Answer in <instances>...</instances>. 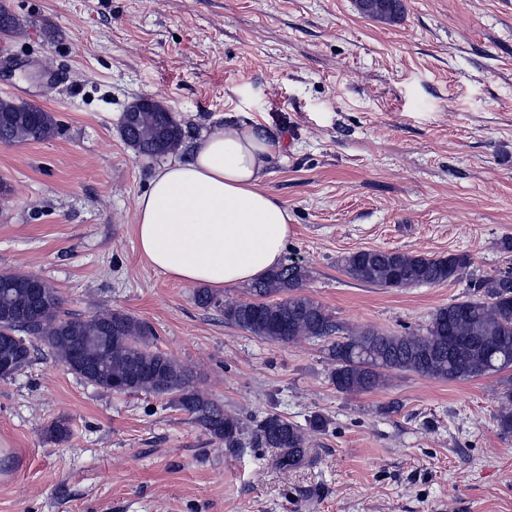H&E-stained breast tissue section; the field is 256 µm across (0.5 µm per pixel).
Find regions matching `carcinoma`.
I'll use <instances>...</instances> for the list:
<instances>
[{
    "instance_id": "carcinoma-1",
    "label": "carcinoma",
    "mask_w": 512,
    "mask_h": 512,
    "mask_svg": "<svg viewBox=\"0 0 512 512\" xmlns=\"http://www.w3.org/2000/svg\"><path fill=\"white\" fill-rule=\"evenodd\" d=\"M362 13L396 21L402 0H359ZM23 21L0 8V34L14 36ZM125 137L135 152L155 157L177 151L185 138L171 112H138ZM0 132L7 143L43 142L59 133L55 116L35 105L0 98ZM461 254L428 258L406 252L360 250L340 259L350 278L383 288H409L452 282L470 266ZM309 271L290 261L252 283L250 298L223 303L206 289L195 292L202 308L215 307L224 322L271 343L300 337L326 341L331 381L345 394H362L387 383L393 372L464 381L512 369V271L470 280L468 296L438 308L418 333L388 332L341 324L321 303L303 293ZM60 292L37 275L0 272V362L23 372L38 342L77 378L117 394L170 395L175 407L227 450L244 448L243 422L224 412L193 385V372L152 349L154 332L144 321L120 310L83 316L63 309ZM499 431L512 436V380L500 396ZM255 441L277 450L276 465L297 469L314 464L304 429L279 415L258 421Z\"/></svg>"
}]
</instances>
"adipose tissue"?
<instances>
[{"instance_id": "obj_1", "label": "adipose tissue", "mask_w": 512, "mask_h": 512, "mask_svg": "<svg viewBox=\"0 0 512 512\" xmlns=\"http://www.w3.org/2000/svg\"><path fill=\"white\" fill-rule=\"evenodd\" d=\"M272 148L266 127L231 124L159 166L135 203L141 256L187 285L250 284L278 267L292 215L262 187Z\"/></svg>"}]
</instances>
